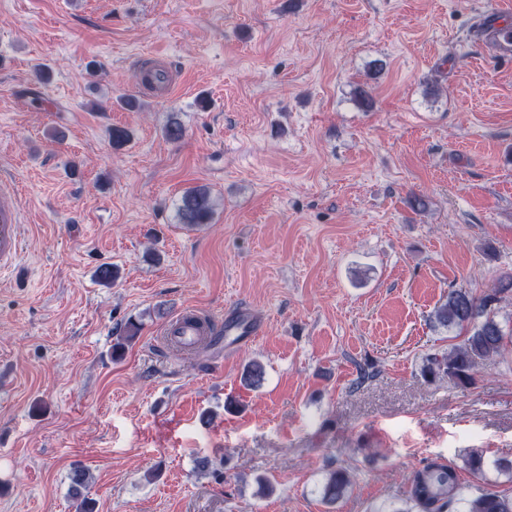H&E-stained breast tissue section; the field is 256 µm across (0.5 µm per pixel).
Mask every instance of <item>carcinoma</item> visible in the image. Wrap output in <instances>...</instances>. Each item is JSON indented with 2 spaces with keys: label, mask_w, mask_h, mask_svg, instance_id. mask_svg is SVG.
<instances>
[{
  "label": "carcinoma",
  "mask_w": 512,
  "mask_h": 512,
  "mask_svg": "<svg viewBox=\"0 0 512 512\" xmlns=\"http://www.w3.org/2000/svg\"><path fill=\"white\" fill-rule=\"evenodd\" d=\"M179 223L189 227L208 224L213 215V200L209 189L196 186L187 190L177 207ZM512 291V272L501 275L496 285L475 295L466 290H452L447 299L434 312V323L448 330H456L463 339L451 346L448 352L426 359L421 369L422 377L428 381L444 377L461 387L475 384L478 366L492 361L512 346V328L507 330L497 319L496 305L501 295ZM140 330L139 324L126 323L123 336L112 346L113 357L125 351L126 344L133 341ZM264 379L263 366L253 361L242 374L241 381L247 387L256 388ZM468 471L478 479L486 478V471L495 469L500 474L512 477V460L498 458L492 461L473 452L464 458ZM71 479L75 497L80 499L78 512H93L90 502L82 497L86 471L73 468ZM352 487L350 472L338 467L326 476L320 496L323 502L333 505L342 499ZM474 492L465 493L456 469L448 464L433 461L415 471L409 479L406 498L407 508L389 511L385 508L375 512H512V493L481 485L472 486Z\"/></svg>",
  "instance_id": "obj_1"
}]
</instances>
